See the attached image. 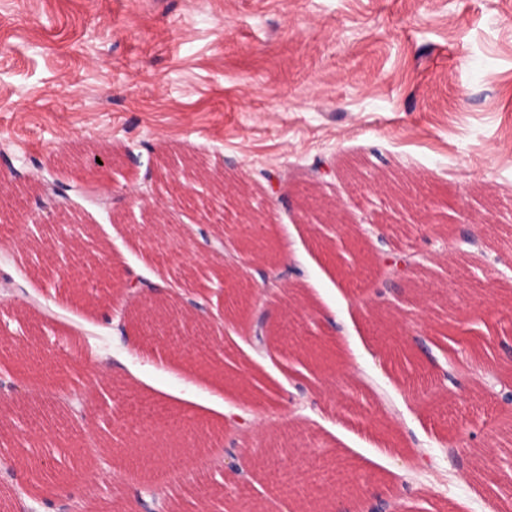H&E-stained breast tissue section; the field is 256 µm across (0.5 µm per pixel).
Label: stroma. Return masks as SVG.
Instances as JSON below:
<instances>
[{
    "label": "stroma",
    "instance_id": "1",
    "mask_svg": "<svg viewBox=\"0 0 512 512\" xmlns=\"http://www.w3.org/2000/svg\"><path fill=\"white\" fill-rule=\"evenodd\" d=\"M162 159L182 184L220 170L254 202L271 197L257 218L276 249L246 267L239 311L224 275L240 238L199 208L162 204ZM346 164L356 177L324 173ZM10 166L20 203L0 230V341L36 338L65 374L92 368L75 436L116 449L95 454L90 484L54 497L107 507L146 483L170 491L162 473L135 468L129 431L149 444L173 419L210 433L209 458L239 457L242 475L198 473L209 512L255 501L297 512L294 497L268 493L272 476L317 473L323 452L355 482L341 512L371 496L389 512H487L512 484V472L495 490L467 475L512 447V0H0V170ZM57 180L76 188L73 219L90 227L99 266L38 267L26 227ZM121 189L143 223H124L123 199L100 205ZM308 193L341 205L358 255L308 222ZM371 210L383 223H365ZM157 219L169 228L152 249L141 231ZM218 234L219 270L204 262ZM405 254L414 267L388 283L382 258ZM269 270L281 278L266 288ZM126 277L222 319L195 402L177 395L195 336L162 341L123 315L110 295ZM260 321L267 352L246 339ZM316 338L334 348L331 373L306 360ZM143 345L167 365L144 368ZM0 380L33 405H65L66 384L24 370L14 349L0 352ZM0 492L6 512L23 499L47 512L23 471L0 464Z\"/></svg>",
    "mask_w": 512,
    "mask_h": 512
}]
</instances>
